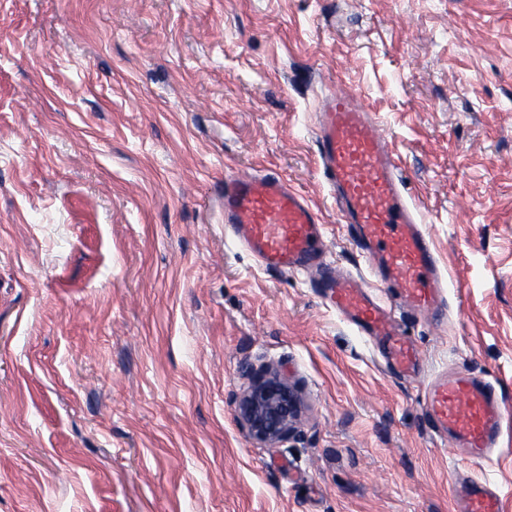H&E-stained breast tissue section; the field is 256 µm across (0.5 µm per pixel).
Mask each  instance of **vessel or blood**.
<instances>
[{
  "instance_id": "1",
  "label": "vessel or blood",
  "mask_w": 512,
  "mask_h": 512,
  "mask_svg": "<svg viewBox=\"0 0 512 512\" xmlns=\"http://www.w3.org/2000/svg\"><path fill=\"white\" fill-rule=\"evenodd\" d=\"M314 139L348 238L370 272L363 281L327 274L321 286L360 333L384 339L397 375L417 373L419 352L395 310L440 319L448 283L390 144L376 119L348 92L322 102ZM224 231L264 269L299 272L321 264L326 232L320 213L278 173L225 177ZM425 405L434 431L476 460L495 451L503 424L512 417L497 388L468 373L435 382ZM452 486L458 512H500L499 490L489 482L457 475Z\"/></svg>"
}]
</instances>
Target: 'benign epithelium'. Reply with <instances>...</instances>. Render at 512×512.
<instances>
[{"label":"benign epithelium","mask_w":512,"mask_h":512,"mask_svg":"<svg viewBox=\"0 0 512 512\" xmlns=\"http://www.w3.org/2000/svg\"><path fill=\"white\" fill-rule=\"evenodd\" d=\"M246 379L238 397L239 421L247 436L270 448L298 432L301 394L297 384L273 364L241 368Z\"/></svg>","instance_id":"7a95c632"}]
</instances>
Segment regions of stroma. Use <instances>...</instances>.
<instances>
[{"label":"stroma","mask_w":512,"mask_h":512,"mask_svg":"<svg viewBox=\"0 0 512 512\" xmlns=\"http://www.w3.org/2000/svg\"><path fill=\"white\" fill-rule=\"evenodd\" d=\"M357 94L448 276L407 317L423 373L224 235V177L272 170L319 208L324 258L363 260L313 138ZM304 398L298 435L248 439L243 363ZM457 372L512 405V0H0V512H455L494 482L435 436ZM452 486L458 512H500L499 490L489 482L470 480L457 474Z\"/></svg>","instance_id":"1"}]
</instances>
